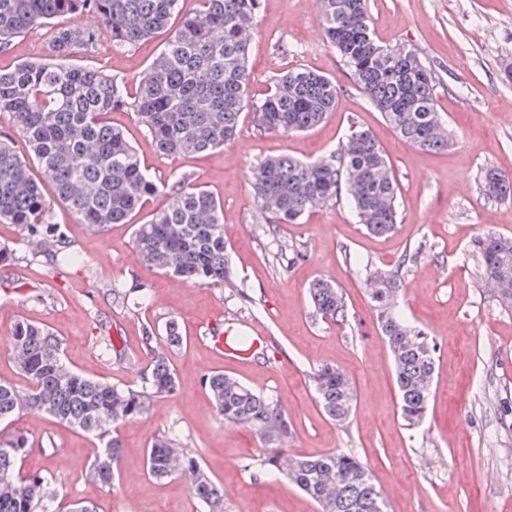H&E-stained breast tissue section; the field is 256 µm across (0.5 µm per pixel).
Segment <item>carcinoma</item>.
<instances>
[{
	"mask_svg": "<svg viewBox=\"0 0 512 512\" xmlns=\"http://www.w3.org/2000/svg\"><path fill=\"white\" fill-rule=\"evenodd\" d=\"M199 2L198 9L185 13L184 0H0V52L57 16L74 20L51 31L53 60H25L0 69V114L10 115L20 137L0 135V223L16 224L38 239V254L52 268L80 262L54 223V202L101 231L130 221L153 197L164 194L166 207L135 225L134 245L145 268L198 285L231 280L216 197L187 176L159 186L126 133L107 120L112 111L134 112L157 150L167 156L202 154L235 136L250 82L243 23L255 18L260 0ZM318 7L326 37L394 132L422 150H448L431 69L416 63L413 51L379 43L367 0H318ZM162 31L169 32L168 39L133 89L97 69L66 64L74 54L91 51L103 35L112 46L127 48ZM338 90L327 76L290 68L252 104L253 117L261 118L255 126L264 134L309 130L333 111ZM352 183L358 221L372 235L394 232L397 181L383 147L367 130L351 131L337 154L314 161L269 157L251 176L254 199L283 224L295 223ZM495 184L496 200L512 199V176L486 172L482 187ZM477 248L484 277L496 285L501 303L512 308V239L489 233ZM400 291L395 271L370 289V299L393 358L401 418L416 427L432 395L436 345L396 309ZM309 293L322 318L346 319L344 293L334 283L318 278ZM158 339L154 328L144 329L149 361L141 383L120 387L70 369L62 340L48 327L18 322L11 344L25 350L17 367L29 388L22 394L0 379V423L35 411L92 436L101 445L92 478L112 487L122 448L117 427L147 413L154 399L178 387L175 369L156 347ZM313 379L325 414L340 425L349 423L357 399L346 373L326 365ZM202 384L224 422L248 426L265 442L268 452L245 468L284 475L320 512H388L383 491L355 453L338 449L280 462L279 450L288 443L292 424L277 398L223 373L205 375ZM32 450L33 442L23 434L0 436V475L12 478L11 489L0 493V512H57L43 492L44 477L20 475L19 464ZM147 464L157 480L178 472L189 476L193 498L208 512H223L224 486L209 477L196 457L176 447V439H154Z\"/></svg>",
	"mask_w": 512,
	"mask_h": 512,
	"instance_id": "carcinoma-1",
	"label": "carcinoma"
}]
</instances>
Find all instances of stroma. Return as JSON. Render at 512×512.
<instances>
[{"label": "stroma", "instance_id": "35a3bbf8", "mask_svg": "<svg viewBox=\"0 0 512 512\" xmlns=\"http://www.w3.org/2000/svg\"><path fill=\"white\" fill-rule=\"evenodd\" d=\"M313 7V0H261L249 97L263 98L293 67L327 75L339 86L338 98L316 128L264 134L246 109L223 148L172 157L157 151L134 113L108 116L154 177L170 183L190 176L220 201L234 286L202 287L149 271L134 248L133 225L98 231L59 203L55 221L81 257L63 272L30 260L25 233L0 223V243L19 256L0 271V378L28 387L11 359L12 327L22 319L53 329L70 367L117 385L140 381L148 361L144 325L161 335L174 320L183 338L167 350L178 374L176 392L118 429L123 458L113 488L90 475L98 440L45 414L10 424L35 445L23 472L46 475L56 501L89 503L96 512H205L190 495L188 476L156 480L147 472L151 440L171 434L223 483L224 512H318L284 476L247 470L264 443L216 412L202 378L221 372L282 401L293 423L288 455L355 451L372 469L390 512H512V414L501 409L512 402V309L486 288L476 251L488 232L512 238V201L488 199L481 186L486 171L512 174V0H368L381 44L414 50L433 71L437 109L458 142L440 153L395 135L327 42ZM164 42L159 35L116 48L104 38L95 52L75 60L133 84ZM356 127L383 146L398 180L393 233L368 234L344 193L294 224L274 222L260 208L250 185L259 164L278 155H329ZM415 251L420 257L404 274L399 308L436 343L437 360L425 420L411 429L397 411L393 362L369 288ZM318 277L344 290L346 321L315 312L308 286ZM141 282L150 293L143 304L112 292L114 285ZM215 320L265 336L263 355L228 357L193 341L199 325ZM323 364L344 370L356 390L348 424L331 421L317 401L312 374Z\"/></svg>", "mask_w": 512, "mask_h": 512}]
</instances>
